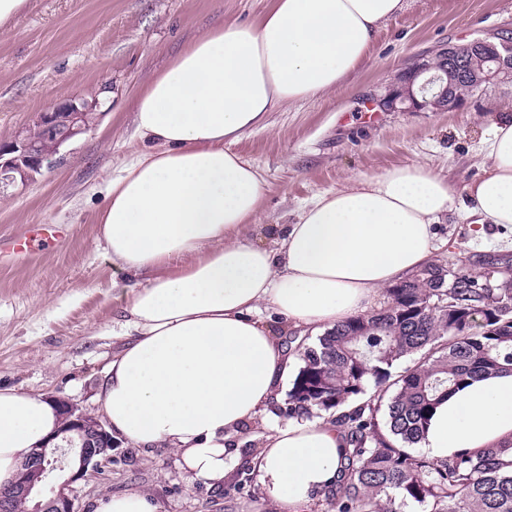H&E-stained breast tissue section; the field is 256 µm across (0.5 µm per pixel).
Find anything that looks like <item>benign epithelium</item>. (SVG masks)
Listing matches in <instances>:
<instances>
[{"mask_svg": "<svg viewBox=\"0 0 512 512\" xmlns=\"http://www.w3.org/2000/svg\"><path fill=\"white\" fill-rule=\"evenodd\" d=\"M512 82V33L477 37L464 45H449L432 61L418 63L394 75L385 94L373 101L382 112L461 111L489 86ZM91 98L63 99L37 113L32 125L0 141V196L33 182L43 168L53 166L61 149L85 134L101 106ZM64 422L58 435L66 447L44 445L25 460L11 488L0 491V512H11L16 499L37 497L28 512H81L74 484L88 472L112 463L116 441L103 422L62 401ZM55 470L68 475L41 495V486Z\"/></svg>", "mask_w": 512, "mask_h": 512, "instance_id": "obj_1", "label": "benign epithelium"}]
</instances>
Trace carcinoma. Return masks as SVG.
Instances as JSON below:
<instances>
[{
  "mask_svg": "<svg viewBox=\"0 0 512 512\" xmlns=\"http://www.w3.org/2000/svg\"><path fill=\"white\" fill-rule=\"evenodd\" d=\"M384 306L287 350L299 368L286 416L339 412L349 448L325 500L336 512H512V442L434 462L410 451L428 414L448 393L481 375L512 374V268L436 262L385 289ZM417 361L394 376L400 359ZM386 411L385 426L377 415Z\"/></svg>",
  "mask_w": 512,
  "mask_h": 512,
  "instance_id": "1",
  "label": "carcinoma"
}]
</instances>
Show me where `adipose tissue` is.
<instances>
[{
    "instance_id": "1",
    "label": "adipose tissue",
    "mask_w": 512,
    "mask_h": 512,
    "mask_svg": "<svg viewBox=\"0 0 512 512\" xmlns=\"http://www.w3.org/2000/svg\"><path fill=\"white\" fill-rule=\"evenodd\" d=\"M404 0H273L257 23L211 29L150 75L137 149L100 189L94 216L113 266L146 275L112 333L125 343L102 389L106 425L143 448L177 450L217 486L238 467L230 441L281 399L294 363L279 329L312 337L379 306L384 289L431 263L454 205L426 165L316 195L296 223L253 242L266 182L232 149L268 112L330 91L366 58ZM485 176L469 215L512 229V115L482 140ZM60 422L42 395L0 389V488ZM512 441V375L469 381L433 410L420 449L445 461ZM345 440L332 417L271 427L247 461L262 492L299 512L334 484Z\"/></svg>"
}]
</instances>
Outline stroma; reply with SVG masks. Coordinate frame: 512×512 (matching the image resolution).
<instances>
[{"instance_id":"obj_1","label":"stroma","mask_w":512,"mask_h":512,"mask_svg":"<svg viewBox=\"0 0 512 512\" xmlns=\"http://www.w3.org/2000/svg\"><path fill=\"white\" fill-rule=\"evenodd\" d=\"M272 0H29L0 29V138L32 124L50 103L110 86L109 108L61 150L58 166L0 197V240L47 224L59 238L44 251L0 260V388L63 399L101 416L100 392L121 341L112 334L114 285L134 286L113 267L93 221L94 190L139 144L134 104L152 73L209 29L262 20ZM512 27V0H405L380 29L371 54L339 88L283 107L234 151L266 180L262 225L295 223L315 195L415 163L444 177L456 201L483 175L481 141L512 113V83L489 86L459 112H376L371 105L399 70L440 48ZM439 260H512V231L471 223L463 208L436 225ZM133 488L157 512H283L256 482L211 487L191 479L170 448L119 444L112 462L76 484L84 512Z\"/></svg>"}]
</instances>
